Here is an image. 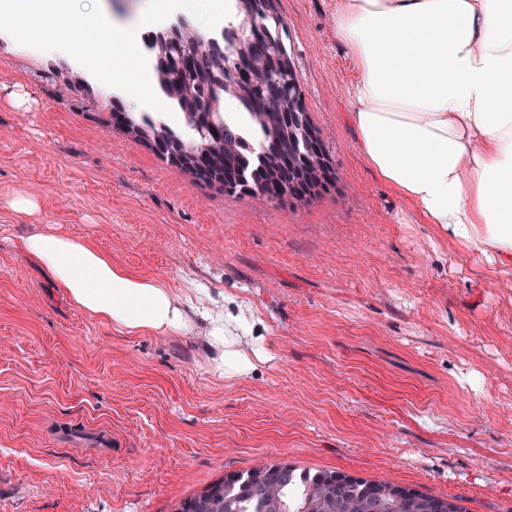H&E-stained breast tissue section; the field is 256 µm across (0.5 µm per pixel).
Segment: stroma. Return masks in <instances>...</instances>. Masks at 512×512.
Wrapping results in <instances>:
<instances>
[{
  "mask_svg": "<svg viewBox=\"0 0 512 512\" xmlns=\"http://www.w3.org/2000/svg\"><path fill=\"white\" fill-rule=\"evenodd\" d=\"M334 5L278 0L338 177L304 203L198 185L113 127L103 83L69 54L0 30V512H172L281 460L512 512V276L419 223L366 165ZM18 192L37 215L10 209ZM37 224L204 287L189 329L131 336L71 305L20 249ZM228 289L271 354L234 382L207 338Z\"/></svg>",
  "mask_w": 512,
  "mask_h": 512,
  "instance_id": "obj_1",
  "label": "stroma"
}]
</instances>
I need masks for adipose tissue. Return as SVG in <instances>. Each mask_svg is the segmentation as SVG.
Wrapping results in <instances>:
<instances>
[{"mask_svg":"<svg viewBox=\"0 0 512 512\" xmlns=\"http://www.w3.org/2000/svg\"><path fill=\"white\" fill-rule=\"evenodd\" d=\"M335 31L368 166L421 223L512 274V0H336ZM22 248L72 305L125 334L189 325L192 297L88 240L36 229ZM264 329L242 302L211 316L214 372L234 381L268 360Z\"/></svg>","mask_w":512,"mask_h":512,"instance_id":"adipose-tissue-1","label":"adipose tissue"}]
</instances>
